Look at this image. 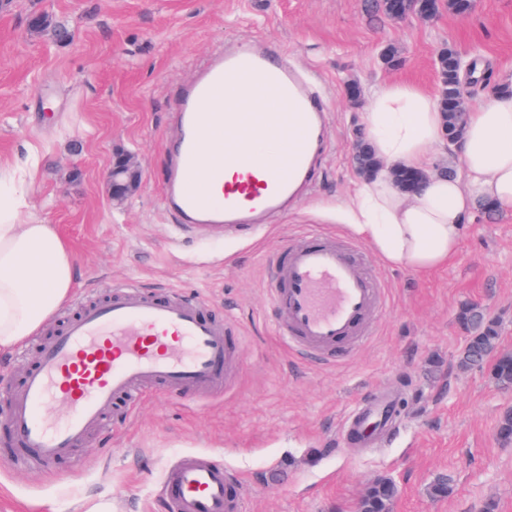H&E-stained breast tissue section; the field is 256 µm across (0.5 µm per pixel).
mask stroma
I'll list each match as a JSON object with an SVG mask.
<instances>
[{"label": "stroma", "instance_id": "stroma-1", "mask_svg": "<svg viewBox=\"0 0 512 512\" xmlns=\"http://www.w3.org/2000/svg\"><path fill=\"white\" fill-rule=\"evenodd\" d=\"M381 0H0V171L37 153L21 221L53 225L69 243L77 283L25 341L0 354L19 385L48 332L113 285L201 299L243 345L230 386L193 395L147 390L118 405L66 460L0 464V512H169L165 472L186 453L212 454L240 474L244 512H357L377 479L396 481L393 512H512V443L496 438L512 387L458 363L467 336L456 316L479 304L512 353V212L474 213L458 253L426 274L384 262L336 211L355 192L354 144L370 91L409 82L440 90L447 48L476 60L491 83L512 80V0H477L468 14L387 18ZM74 25L57 45L28 20ZM277 49L318 92L329 137L315 185L259 232L186 230L164 208L162 175L178 131L173 99L218 50ZM395 62H388V54ZM360 96L350 101L348 86ZM140 167L139 189L113 204L106 173L118 152ZM326 232L381 283L385 307L368 340L333 362L304 358L275 332L269 265L299 237ZM397 407L393 435L350 445L346 418L372 391ZM452 476L454 492L430 487Z\"/></svg>", "mask_w": 512, "mask_h": 512}]
</instances>
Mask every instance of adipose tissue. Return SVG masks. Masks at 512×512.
<instances>
[{
    "label": "adipose tissue",
    "instance_id": "ef3b65f1",
    "mask_svg": "<svg viewBox=\"0 0 512 512\" xmlns=\"http://www.w3.org/2000/svg\"><path fill=\"white\" fill-rule=\"evenodd\" d=\"M371 148L382 165L360 181L344 204L348 228L389 264L422 273L456 255L476 206L512 209V91L503 89L470 112L454 150L460 163L451 176L429 173L433 148L442 140L444 115L435 98L412 83L372 92L366 114ZM427 172L419 193L392 183L394 168ZM35 158L0 176V353L36 333L69 298L75 260L49 224H20L26 205L18 183L32 177Z\"/></svg>",
    "mask_w": 512,
    "mask_h": 512
}]
</instances>
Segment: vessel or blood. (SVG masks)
I'll use <instances>...</instances> for the list:
<instances>
[{"label":"vessel or blood","instance_id":"vessel-or-blood-1","mask_svg":"<svg viewBox=\"0 0 512 512\" xmlns=\"http://www.w3.org/2000/svg\"><path fill=\"white\" fill-rule=\"evenodd\" d=\"M233 78L252 84L257 104L276 105L260 113L263 138L251 141L245 161L224 150L223 105ZM175 116L180 134L163 199L184 227L250 230L260 214L287 207L309 188L328 129L326 112L288 65L247 49L211 56L178 92ZM235 164L244 169L242 180L226 184L224 168ZM269 291L286 344L325 359L360 346L383 310L380 283L329 235L312 234L287 246ZM234 356L227 327L206 318L201 303L119 285L106 300L81 306L41 348L12 398L9 423L22 447L51 462L96 429L111 405L143 389L223 390ZM56 401L68 409L62 420L32 411ZM395 417L393 402L379 396L352 414L347 427L353 439L370 442ZM165 479L170 512H243L233 473L208 455L179 456Z\"/></svg>","mask_w":512,"mask_h":512}]
</instances>
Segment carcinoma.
Instances as JSON below:
<instances>
[{"mask_svg":"<svg viewBox=\"0 0 512 512\" xmlns=\"http://www.w3.org/2000/svg\"><path fill=\"white\" fill-rule=\"evenodd\" d=\"M446 7L457 13H468L474 8L473 0H383V10L392 19L409 10L427 19ZM31 28L44 33L56 43H67L74 37V29L61 21H54L47 14L34 19ZM441 88L438 97L440 110L446 114L445 137L457 139L466 124L467 113L456 104V85L460 79V58L455 50H444L437 61ZM355 163L365 174L377 166L365 140H360ZM458 324L467 333V342L459 358L464 370L486 369L491 379L504 388L512 387V353L499 352L500 336L497 324L489 319L478 306L465 304L457 313ZM398 496L397 485L388 478L375 481L367 495L358 504V512H391Z\"/></svg>","mask_w":512,"mask_h":512,"instance_id":"cac0c4a2","label":"carcinoma"}]
</instances>
